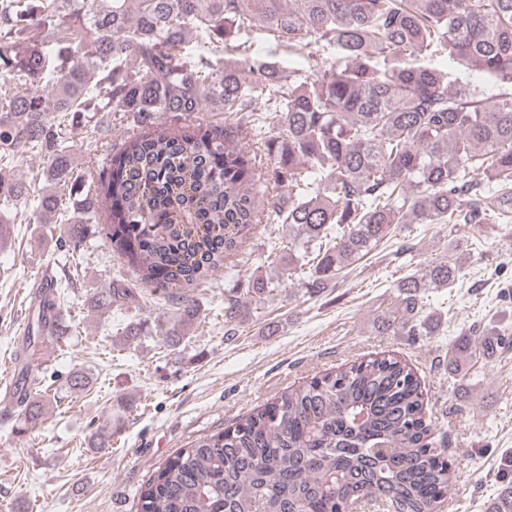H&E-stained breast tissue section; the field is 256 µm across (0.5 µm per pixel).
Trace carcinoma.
I'll return each mask as SVG.
<instances>
[{
    "instance_id": "obj_1",
    "label": "carcinoma",
    "mask_w": 512,
    "mask_h": 512,
    "mask_svg": "<svg viewBox=\"0 0 512 512\" xmlns=\"http://www.w3.org/2000/svg\"><path fill=\"white\" fill-rule=\"evenodd\" d=\"M33 24L54 50L30 43ZM254 27L303 58L320 44L346 64L288 82L276 63L252 57ZM192 31L200 48L183 55ZM240 36L241 58L224 59V44ZM444 51L512 83V0H0V161L22 147L49 161V186L36 193L0 168V233L30 199L38 223H56L61 192L77 181L62 113L98 123L128 114L136 133L78 201L61 245L78 249L105 217L113 250L178 301L160 336L175 346L199 315L185 290L224 267L255 226L288 225V263L275 247L257 258L278 266L276 277L255 272L247 288L224 292L230 339L247 299L285 280L322 292L396 224H491L512 213V92L488 101L405 62ZM375 56L391 64L379 72ZM207 107L233 118L189 123ZM163 115L186 125L167 128ZM239 137L255 149L232 145ZM461 270L442 260L403 278L382 326L423 335L426 290L455 287ZM119 299L135 292L102 288L90 308ZM58 331L44 297L29 311L19 390ZM21 404L25 428L46 420L43 400ZM432 434L413 369L377 356L195 439L141 486L139 512H354L370 501L439 512L453 471ZM492 512H512V485Z\"/></svg>"
}]
</instances>
